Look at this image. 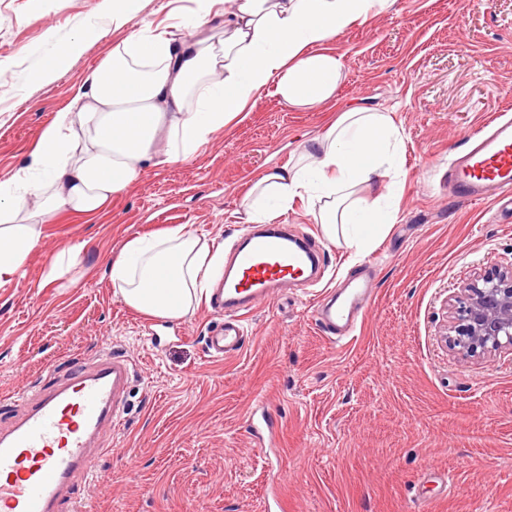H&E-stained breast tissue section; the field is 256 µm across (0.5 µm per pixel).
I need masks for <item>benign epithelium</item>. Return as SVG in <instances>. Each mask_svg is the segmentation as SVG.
Returning a JSON list of instances; mask_svg holds the SVG:
<instances>
[{
	"label": "benign epithelium",
	"instance_id": "obj_1",
	"mask_svg": "<svg viewBox=\"0 0 512 512\" xmlns=\"http://www.w3.org/2000/svg\"><path fill=\"white\" fill-rule=\"evenodd\" d=\"M448 301L460 304L445 334L451 350L464 357L512 350V262L477 269Z\"/></svg>",
	"mask_w": 512,
	"mask_h": 512
}]
</instances>
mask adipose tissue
<instances>
[{
  "label": "adipose tissue",
  "instance_id": "ef3b65f1",
  "mask_svg": "<svg viewBox=\"0 0 512 512\" xmlns=\"http://www.w3.org/2000/svg\"><path fill=\"white\" fill-rule=\"evenodd\" d=\"M190 33L143 29L115 48L40 133L26 164L0 181V285L20 277L41 227L63 212L92 217L111 206L148 164L195 157L225 126L246 119L267 87L294 107L331 100L343 75L328 42L393 0H194ZM402 137L391 116L352 110L300 148L295 164L263 172L244 221L266 223L295 199L319 203L327 240L362 253L397 220L387 194L362 186L385 175ZM224 267L189 225L128 239L109 264L122 301L161 319L185 318Z\"/></svg>",
  "mask_w": 512,
  "mask_h": 512
}]
</instances>
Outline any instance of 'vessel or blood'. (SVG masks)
<instances>
[{"instance_id":"b4317fda","label":"vessel or blood","mask_w":512,"mask_h":512,"mask_svg":"<svg viewBox=\"0 0 512 512\" xmlns=\"http://www.w3.org/2000/svg\"><path fill=\"white\" fill-rule=\"evenodd\" d=\"M448 190L458 201L492 199L512 206V118L498 117L473 137L448 164ZM325 274L315 240L270 224L246 232L213 290L210 304L224 324L207 338V353L221 360L244 347L243 317L291 283L314 286ZM369 285L322 293L314 319L329 336L353 335L368 306ZM131 380L129 363L105 356L77 366L69 378L23 392L18 411L0 415V512H79L71 496L78 481L90 480L91 450L104 426H117ZM276 417L263 407L254 426L258 453L276 441Z\"/></svg>"}]
</instances>
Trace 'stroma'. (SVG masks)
I'll return each mask as SVG.
<instances>
[{"instance_id":"stroma-1","label":"stroma","mask_w":512,"mask_h":512,"mask_svg":"<svg viewBox=\"0 0 512 512\" xmlns=\"http://www.w3.org/2000/svg\"><path fill=\"white\" fill-rule=\"evenodd\" d=\"M194 8L140 0L118 27L102 0H0V180L114 48L145 27L186 34ZM80 36L83 52L57 81L33 80ZM327 48L344 65L332 101L293 107L264 91L193 159L147 167L95 217L43 225L23 277L0 287V400L105 354L134 367L123 422L93 452L97 477L74 488L93 512H263L271 468L289 512H512V352L466 359L444 341L452 289L483 263L512 261V212L456 202L445 183L470 135L512 113V0H395ZM355 108L389 113L401 131L396 223L357 256L327 241L308 200L273 221L323 247V286L371 273L356 338L327 340L298 287L247 314L243 351L215 361L208 303L165 320L122 302L107 261L129 237L188 224L231 249L255 179ZM69 245L81 246V266L42 287ZM262 398L282 423L264 463L245 423ZM431 465L443 480L421 483Z\"/></svg>"}]
</instances>
